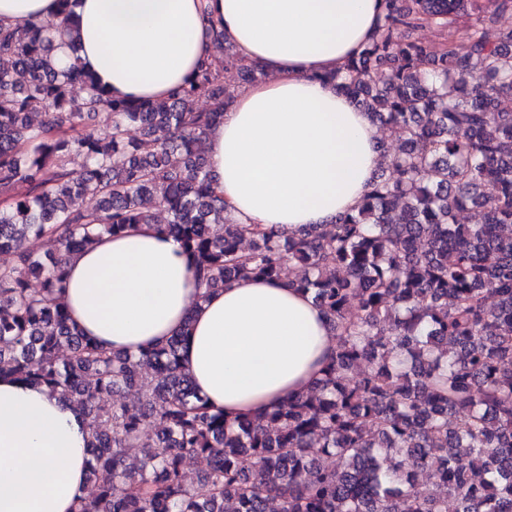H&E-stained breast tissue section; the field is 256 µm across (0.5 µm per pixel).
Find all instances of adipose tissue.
I'll list each match as a JSON object with an SVG mask.
<instances>
[{
    "mask_svg": "<svg viewBox=\"0 0 512 512\" xmlns=\"http://www.w3.org/2000/svg\"><path fill=\"white\" fill-rule=\"evenodd\" d=\"M78 63L116 98L164 99L219 30L264 79L232 87L205 139L217 192L240 224H324L354 209L380 163L367 114L324 72L342 69L382 18L381 0H78ZM57 0H0V24L57 19ZM173 237L143 224L70 255L69 318L138 354L188 328L182 361L207 405L257 417L308 391L335 340L309 294L237 279L202 294ZM88 428L47 388L0 378V512H73Z\"/></svg>",
    "mask_w": 512,
    "mask_h": 512,
    "instance_id": "obj_1",
    "label": "adipose tissue"
}]
</instances>
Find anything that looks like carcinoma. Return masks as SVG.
<instances>
[{
  "mask_svg": "<svg viewBox=\"0 0 512 512\" xmlns=\"http://www.w3.org/2000/svg\"><path fill=\"white\" fill-rule=\"evenodd\" d=\"M57 2L54 26L0 25V374L86 420L76 512H270L275 497L278 512H512V32L496 24L512 0H382L363 50L316 78L402 149L379 146L386 164L355 209L289 231L233 223L201 150L229 104L224 76L251 83L260 65L215 31L170 98L114 99L77 64L57 67L55 41L76 48L77 0ZM458 14L471 20L452 40L414 37ZM140 224L180 242L205 295L300 267L288 287L312 294L335 338L312 391L228 422L195 400L190 323L138 359L75 327L65 258ZM125 389L135 399L114 402ZM190 457L207 460L191 486Z\"/></svg>",
  "mask_w": 512,
  "mask_h": 512,
  "instance_id": "1",
  "label": "carcinoma"
}]
</instances>
